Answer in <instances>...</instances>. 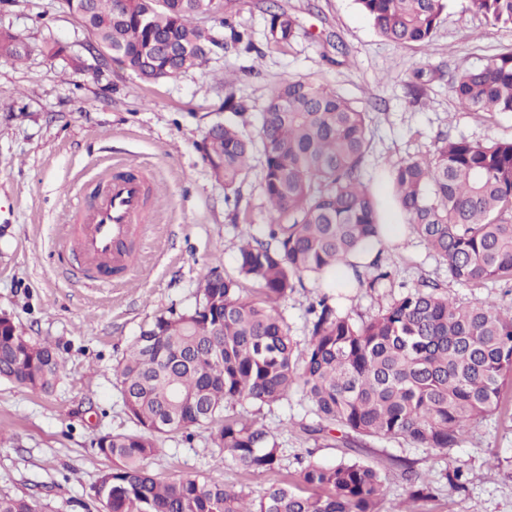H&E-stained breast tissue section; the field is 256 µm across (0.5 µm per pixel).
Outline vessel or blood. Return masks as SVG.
Masks as SVG:
<instances>
[{
    "mask_svg": "<svg viewBox=\"0 0 512 512\" xmlns=\"http://www.w3.org/2000/svg\"><path fill=\"white\" fill-rule=\"evenodd\" d=\"M145 203L146 178L129 165L108 174L99 194L82 184L76 204L80 224L62 243L68 265L103 286L124 279L136 262L126 245L145 229Z\"/></svg>",
    "mask_w": 512,
    "mask_h": 512,
    "instance_id": "vessel-or-blood-1",
    "label": "vessel or blood"
}]
</instances>
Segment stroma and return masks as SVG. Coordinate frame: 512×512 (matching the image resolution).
Returning a JSON list of instances; mask_svg holds the SVG:
<instances>
[{"instance_id":"35a3bbf8","label":"stroma","mask_w":512,"mask_h":512,"mask_svg":"<svg viewBox=\"0 0 512 512\" xmlns=\"http://www.w3.org/2000/svg\"><path fill=\"white\" fill-rule=\"evenodd\" d=\"M224 2L235 26L251 33L253 50L231 45L228 31L206 18L203 26L221 41L209 62L175 79L144 83L117 64L97 65L86 50L90 33L64 0H0V28L20 33L26 45L21 63L0 58V314H9L32 339L52 343L61 357L50 394L0 380V431L7 436L0 443V492L34 496L55 512H98L92 487L108 461L92 441L134 428L115 366L154 316L192 308L211 274H236L242 238L259 235L268 223L261 156H254L232 206L197 149L210 126L225 118L224 81H235L246 101V130L253 135L272 90L289 77L316 79L357 101L370 115L362 178L374 189L386 185L397 162L432 153L437 136L512 139V114L464 110L450 90L459 69L512 46V29L467 11L464 0H452L422 46L381 38L355 0ZM270 7L296 23L298 35L287 46L269 40ZM55 43L66 47L65 59L51 58ZM129 162L145 166L148 181L161 191L147 208L138 266L118 286L95 288L74 278L61 258L64 229L74 221L72 182ZM382 258L392 287L339 295L333 283L321 281L280 300L291 336L305 342L307 308L320 293L336 294L339 311L356 320L376 315L401 284L424 279L464 303H512L502 284H456L413 234ZM241 414L276 434L281 470L248 475L218 463L219 450L204 427L189 438L169 433L149 469L169 480L202 474L257 498L306 460L359 461L381 471L387 494L380 510L393 512L405 484L392 459L403 456L434 489L432 499L415 503L416 512H512V407L474 425L461 446L447 452L402 441L358 438L347 447L331 435L314 438L307 432L314 418L298 394ZM493 459L501 468L490 476L486 464ZM452 460L469 472L464 491L449 490L442 477Z\"/></svg>"}]
</instances>
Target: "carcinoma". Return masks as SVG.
Segmentation results:
<instances>
[{
	"mask_svg": "<svg viewBox=\"0 0 512 512\" xmlns=\"http://www.w3.org/2000/svg\"><path fill=\"white\" fill-rule=\"evenodd\" d=\"M66 2L106 58L144 82L206 64L218 41L199 24L204 15L230 29L232 42L252 45L213 0ZM449 2L355 0L377 34L401 46L428 43ZM465 2L471 13L512 28V0ZM269 33L274 45H285L296 36L295 23L271 12ZM24 56L21 38L1 30L0 58ZM452 91L463 109L512 113V48L458 71ZM222 107L236 117L248 110L228 80ZM258 146L269 214L263 238L242 242L238 276L205 280L193 309L155 316L115 368L136 430L93 440L110 461L94 485L108 497V512H380L385 478L357 461L311 460L296 483L273 484L257 500L204 476L164 480L148 470L168 433L201 426L211 430L220 462L251 474L280 468L277 437L237 412L246 404L271 406L299 392L315 417L306 428L313 435L337 431L346 445L355 435L403 439L434 450L458 447L474 424L502 410L512 379L511 305L489 298L463 305L425 281L358 322L323 293L307 310L308 341L294 340L277 304L305 287L304 279L348 263L356 288L376 292L390 283L379 255L363 267L349 263L381 229V201L361 178L371 148L369 113L325 84L282 80L261 113L258 138L226 120L199 145L225 197L239 195ZM389 185L410 232L454 282L512 288V140L442 137L428 157L393 166ZM245 280L259 293L246 294ZM60 365L55 347L0 316V380L48 394ZM394 462L407 497L397 512H413L410 504L432 498L433 487L407 459ZM444 478L459 491L468 473L455 466ZM0 512H50V505L0 492Z\"/></svg>",
	"mask_w": 512,
	"mask_h": 512,
	"instance_id": "obj_1",
	"label": "carcinoma"
}]
</instances>
